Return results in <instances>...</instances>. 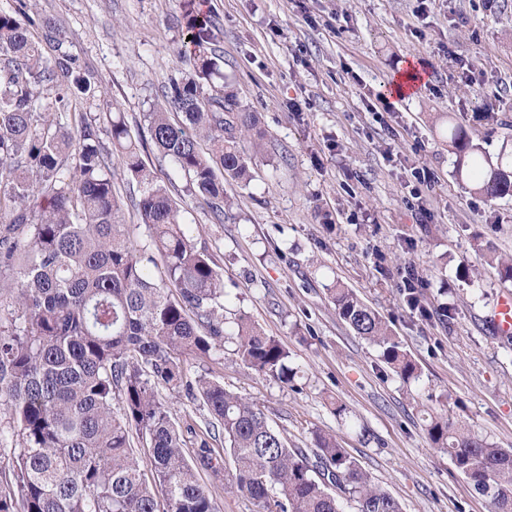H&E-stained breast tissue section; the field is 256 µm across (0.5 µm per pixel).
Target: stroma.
Instances as JSON below:
<instances>
[{
    "label": "stroma",
    "mask_w": 512,
    "mask_h": 512,
    "mask_svg": "<svg viewBox=\"0 0 512 512\" xmlns=\"http://www.w3.org/2000/svg\"><path fill=\"white\" fill-rule=\"evenodd\" d=\"M216 25L207 49L232 94L259 113L265 149L248 185L216 223L208 201L154 145L143 159L224 278L227 316L245 315L288 349L299 373L283 384L247 368L233 344L187 379L205 376L260 406L292 448L328 433L404 512H489L427 434L455 419L512 448V342L490 315L512 292L498 258L512 257V196L488 200L455 174L448 123L490 157L512 143V0H197ZM50 20L131 129L192 74L179 51L183 0H30ZM469 64L475 83L460 77ZM418 61L424 84L392 111H368L393 76ZM496 113L497 122L482 118ZM415 275L420 309L400 292ZM355 290L389 321L421 369L406 384L340 318L329 289ZM345 415H338V408Z\"/></svg>",
    "instance_id": "1"
}]
</instances>
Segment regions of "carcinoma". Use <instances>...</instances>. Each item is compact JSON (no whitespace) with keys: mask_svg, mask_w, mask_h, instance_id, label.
<instances>
[{"mask_svg":"<svg viewBox=\"0 0 512 512\" xmlns=\"http://www.w3.org/2000/svg\"><path fill=\"white\" fill-rule=\"evenodd\" d=\"M184 18L192 39L182 53L193 55L194 76L172 81L167 94L183 120L160 108L148 114V133L222 224L233 205L224 181L249 178L259 119L232 94L204 96L203 83L219 73L206 48L212 24L194 0H185ZM37 24L55 44L52 58L31 36ZM63 45L27 0L0 11V293L17 308L0 318V407L12 416L0 447L13 448L0 512H220L203 472L227 474L230 489L262 512H403L336 437L316 433L313 450L290 448L258 405L207 377L187 380L184 356L208 359L228 340L242 363L282 384L297 371L278 340L241 315L224 316L222 276L121 113L106 115L107 127L71 114L104 91ZM449 143L457 176L476 192L512 195V151L489 160L458 123ZM114 155L137 184L133 206L147 233L140 246L121 219ZM331 292L339 316L397 377L418 380L389 324L352 290ZM163 389L199 402L204 426L177 425ZM428 436L492 512H512V449L450 413L431 418Z\"/></svg>","mask_w":512,"mask_h":512,"instance_id":"1","label":"carcinoma"}]
</instances>
